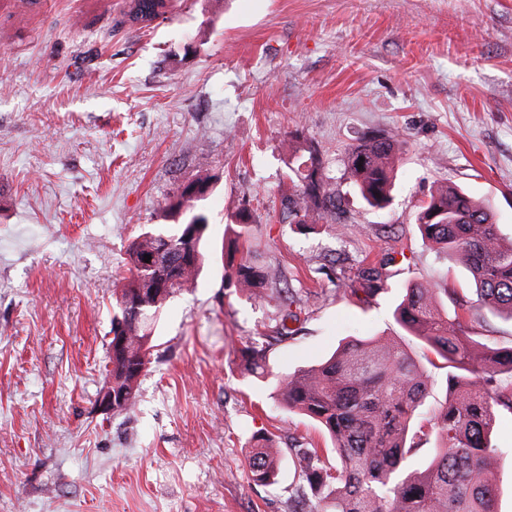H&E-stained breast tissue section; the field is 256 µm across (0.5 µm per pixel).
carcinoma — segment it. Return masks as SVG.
I'll return each mask as SVG.
<instances>
[{
  "label": "carcinoma",
  "instance_id": "carcinoma-1",
  "mask_svg": "<svg viewBox=\"0 0 512 512\" xmlns=\"http://www.w3.org/2000/svg\"><path fill=\"white\" fill-rule=\"evenodd\" d=\"M166 0H130V21H149L161 14ZM398 134H372L356 146L347 174L363 200L382 210L390 202L395 163L402 150ZM294 193L283 198L282 213L298 224L312 212L336 216V190L323 173L314 150L297 142L289 166ZM206 173L187 185L163 211L185 208L198 225L187 237L183 226L149 224L129 245L130 275L116 279L112 322L124 323L121 346L112 350V392L120 414L134 405L139 377L150 363L153 329L170 297L193 282L204 262L208 219L197 208L191 190L208 189ZM416 224L430 247L453 256L470 273L476 300L455 305L448 314V289L438 283L405 288L395 308L396 322L420 337L435 356L428 363L444 371L446 400L434 413V456L422 470L409 461L421 450L418 416L433 383L430 372L392 336L352 338L317 365L272 374L266 347L255 343L242 350L244 368L257 381L272 382L281 404L313 421L336 464H321L317 448H299L304 475L314 497L308 512H497L491 475L499 451L492 443L498 412L512 414V345L498 347L469 336L468 323L488 306L512 319V241L496 224L491 206L461 188H437L417 210ZM145 253L153 265L140 264ZM228 281L257 300L276 298L279 333L290 334L287 320L297 319L296 303L282 285L279 266L246 256L227 275ZM363 291L383 289L376 267L361 270ZM283 449L271 436L256 438L249 459L251 479L277 482Z\"/></svg>",
  "mask_w": 512,
  "mask_h": 512
}]
</instances>
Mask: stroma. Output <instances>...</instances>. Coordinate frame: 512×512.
Returning <instances> with one entry per match:
<instances>
[{"mask_svg":"<svg viewBox=\"0 0 512 512\" xmlns=\"http://www.w3.org/2000/svg\"><path fill=\"white\" fill-rule=\"evenodd\" d=\"M129 0H0V512H299L292 449L323 446L246 374L272 300L224 282L238 255L282 266L300 301L273 372L320 362L353 337L421 342L394 317L416 282L472 284L426 247L421 200L453 183L489 201L512 238V0H167L134 24ZM404 146L388 208H368L348 154L373 133ZM341 202L342 234L283 219L296 136ZM203 172L209 261L170 299L133 408L98 406L110 367L113 282L149 224H183L165 199ZM387 262L375 297L336 278ZM279 437V479L253 482L255 436ZM495 480L512 512V414H499Z\"/></svg>","mask_w":512,"mask_h":512,"instance_id":"35a3bbf8","label":"stroma"}]
</instances>
